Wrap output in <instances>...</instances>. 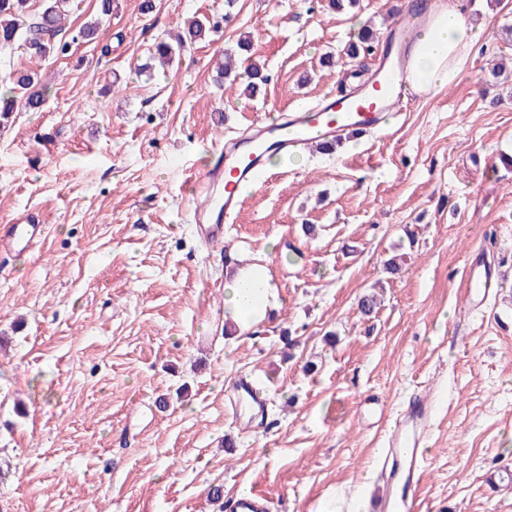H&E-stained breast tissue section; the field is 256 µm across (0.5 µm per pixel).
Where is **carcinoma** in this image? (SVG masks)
<instances>
[{"mask_svg": "<svg viewBox=\"0 0 512 512\" xmlns=\"http://www.w3.org/2000/svg\"><path fill=\"white\" fill-rule=\"evenodd\" d=\"M113 2L99 0L95 17L80 25L71 40L85 44L95 42L100 36L103 20L112 16ZM42 4L39 15L29 22L30 0H0L1 49H20L30 62L37 64L67 53L69 42L63 39V34L69 31L66 19L70 0H42ZM185 26V33L155 42L149 49L147 61L139 66L138 73L151 71L156 62L161 65L172 62L175 57L181 56L186 44L205 41L214 33V28L207 20L194 18L187 21ZM374 42L373 32L365 28L358 43L350 45L347 53L352 58L361 53L369 54L374 51ZM229 77L241 81L244 90L251 95L257 92L259 85L267 81L262 67L255 63L241 72L235 71L232 56L227 54L224 60L216 62V81ZM48 96L47 83L40 70L33 67L12 70L0 79V122L21 107L40 110Z\"/></svg>", "mask_w": 512, "mask_h": 512, "instance_id": "1", "label": "carcinoma"}]
</instances>
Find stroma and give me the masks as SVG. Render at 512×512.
Returning a JSON list of instances; mask_svg holds the SVG:
<instances>
[{
	"label": "stroma",
	"instance_id": "35a3bbf8",
	"mask_svg": "<svg viewBox=\"0 0 512 512\" xmlns=\"http://www.w3.org/2000/svg\"><path fill=\"white\" fill-rule=\"evenodd\" d=\"M140 3L117 0L99 44L45 64L43 108L0 125V225L47 226L36 254L0 252V512H219L214 486L262 492L270 512H371L383 434L416 393L437 406L422 512H512V78L488 75L512 64V0H465L484 33L453 84L387 132L271 164L209 246L187 190L206 148L358 82L373 59L347 55L351 22L385 37L409 0H238L149 80L155 39L221 20L224 0ZM242 36L269 77L253 97L214 82ZM478 247L500 288L472 317L458 286ZM231 258L279 289L254 334L224 333ZM242 374L268 398L253 431L225 411Z\"/></svg>",
	"mask_w": 512,
	"mask_h": 512
}]
</instances>
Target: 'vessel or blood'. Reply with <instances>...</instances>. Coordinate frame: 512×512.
<instances>
[{
	"label": "vessel or blood",
	"mask_w": 512,
	"mask_h": 512,
	"mask_svg": "<svg viewBox=\"0 0 512 512\" xmlns=\"http://www.w3.org/2000/svg\"><path fill=\"white\" fill-rule=\"evenodd\" d=\"M416 28L411 15L402 14L388 34L371 76L353 91L328 96L284 122L256 118L250 135L216 144L212 166L196 179L192 211L197 233L209 243L223 239L225 224L231 222L242 202L243 188L260 180L269 154L287 157L306 150L315 140L335 141L349 130L379 132L407 111L413 96L406 50L414 41ZM45 231V225L36 223L32 215H17L0 229V248L34 251ZM498 283V273L483 251H471L459 290L473 313L482 312ZM435 410L432 398L414 397L388 430L378 471L386 487L382 512H419L416 488L423 476ZM230 508L232 512H268V499L253 492L233 499Z\"/></svg>",
	"instance_id": "1"
}]
</instances>
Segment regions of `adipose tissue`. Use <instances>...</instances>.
<instances>
[{
	"label": "adipose tissue",
	"instance_id": "adipose-tissue-1",
	"mask_svg": "<svg viewBox=\"0 0 512 512\" xmlns=\"http://www.w3.org/2000/svg\"><path fill=\"white\" fill-rule=\"evenodd\" d=\"M481 33V26L470 22L460 0H449L430 13L412 46V88L433 94L452 83L478 45ZM278 303L279 292L267 266L247 262L229 275L224 290L225 317L238 331L257 330Z\"/></svg>",
	"mask_w": 512,
	"mask_h": 512
}]
</instances>
